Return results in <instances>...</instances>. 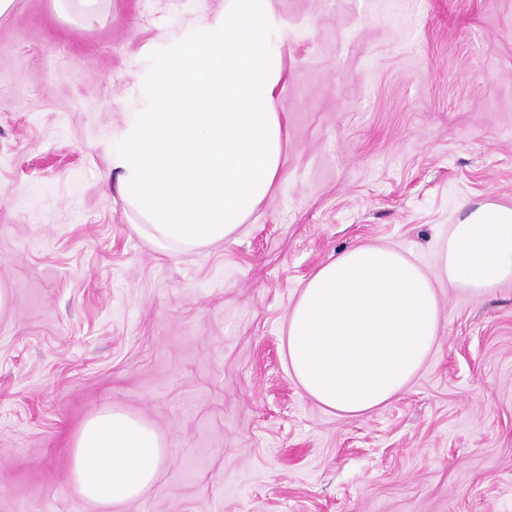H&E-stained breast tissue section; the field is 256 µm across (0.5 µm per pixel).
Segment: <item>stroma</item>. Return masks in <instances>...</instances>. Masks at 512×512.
Instances as JSON below:
<instances>
[{"mask_svg":"<svg viewBox=\"0 0 512 512\" xmlns=\"http://www.w3.org/2000/svg\"><path fill=\"white\" fill-rule=\"evenodd\" d=\"M224 0H15L0 16V512H108L71 483L114 409L166 461L109 512H512V283H440L437 345L359 416L308 397L286 316L363 243L426 272L512 208V0H274L280 176L224 243L156 249L110 175L146 49Z\"/></svg>","mask_w":512,"mask_h":512,"instance_id":"35a3bbf8","label":"stroma"}]
</instances>
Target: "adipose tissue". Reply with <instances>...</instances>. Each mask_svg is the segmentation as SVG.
Returning a JSON list of instances; mask_svg holds the SVG:
<instances>
[{
    "label": "adipose tissue",
    "instance_id": "1",
    "mask_svg": "<svg viewBox=\"0 0 512 512\" xmlns=\"http://www.w3.org/2000/svg\"><path fill=\"white\" fill-rule=\"evenodd\" d=\"M286 42L273 0H224L223 11L149 52L137 104L112 135V169L156 246L222 243L271 191L286 138L275 106ZM438 279L475 295L512 282V209H471L432 275L370 244L322 265L287 320L288 363L303 391L346 416L402 393L436 346ZM164 461L150 426L106 410L77 432L70 480L81 499L109 508L140 498Z\"/></svg>",
    "mask_w": 512,
    "mask_h": 512
}]
</instances>
